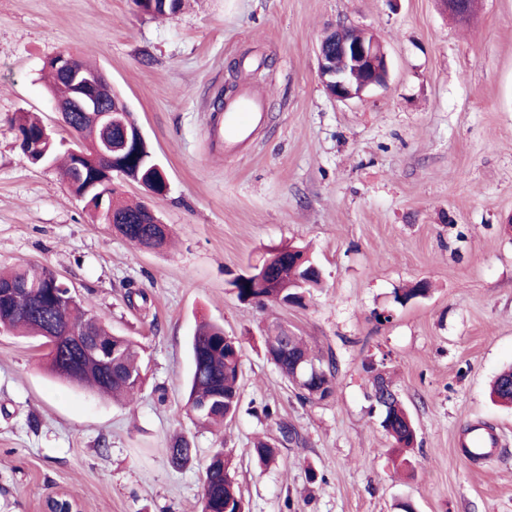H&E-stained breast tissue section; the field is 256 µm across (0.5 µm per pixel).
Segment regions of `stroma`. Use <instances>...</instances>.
Instances as JSON below:
<instances>
[{"label": "stroma", "instance_id": "obj_1", "mask_svg": "<svg viewBox=\"0 0 512 512\" xmlns=\"http://www.w3.org/2000/svg\"><path fill=\"white\" fill-rule=\"evenodd\" d=\"M339 24L388 55L386 85L361 101L318 78L317 48ZM62 52L103 70L147 136L168 191L122 190L160 213L170 247H134L19 148L16 113L60 126L42 68ZM231 85L265 100L267 122L228 155L214 114ZM288 243L308 247L321 294L238 301L230 280ZM26 265L132 337L146 379L112 403L53 378L34 340L0 329V512H42L60 491L83 512H201L218 448L249 512H512V406L490 398L512 367V0H478L466 20L440 0H191L170 18L132 0H0V268ZM419 283L425 295L406 298ZM204 319L242 345L240 412L219 433L184 410ZM274 320L335 357L331 398L298 402L265 352ZM373 363L417 428L414 472L396 469L370 412ZM281 421L298 442L280 444ZM476 423L499 441L478 462L460 447ZM183 434L196 455L176 470L163 450ZM260 436L277 445L267 468Z\"/></svg>", "mask_w": 512, "mask_h": 512}]
</instances>
